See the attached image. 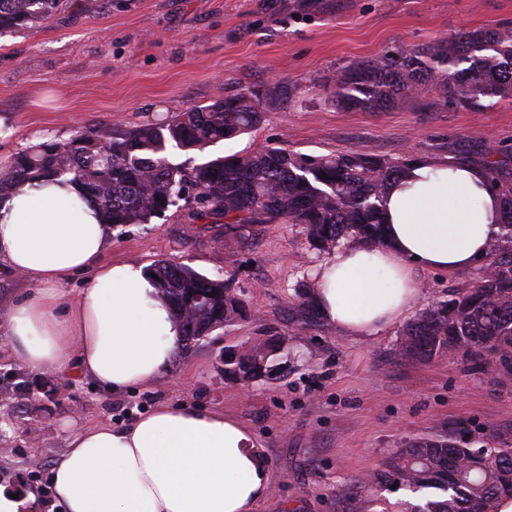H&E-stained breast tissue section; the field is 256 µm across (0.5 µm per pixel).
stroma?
<instances>
[{
	"instance_id": "stroma-1",
	"label": "stroma",
	"mask_w": 512,
	"mask_h": 512,
	"mask_svg": "<svg viewBox=\"0 0 512 512\" xmlns=\"http://www.w3.org/2000/svg\"><path fill=\"white\" fill-rule=\"evenodd\" d=\"M502 25L512 26V0H60L48 22L0 32V116L9 118L0 148L128 130L277 80L287 93L256 130L209 155L271 144L313 157L448 159L494 165L511 187L512 98L467 109L432 90L383 112L355 111L337 107L323 81L357 59ZM325 257L299 224L250 225L233 251L223 225L188 223L182 210L112 229L102 263L170 259L234 276L250 314L179 351L148 390L110 393L88 377L33 373L0 342V486L34 494L49 512L48 469L66 446L65 421L124 426L163 402L221 411L256 433L273 475L260 512H381L395 498L370 475L419 438L452 432L476 446H512V378L453 356H402L399 322L371 339L323 321L299 326L295 291ZM484 272L481 263L419 271L417 309ZM273 335L286 337L288 354L272 378H225V347Z\"/></svg>"
}]
</instances>
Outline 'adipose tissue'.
<instances>
[{
    "mask_svg": "<svg viewBox=\"0 0 512 512\" xmlns=\"http://www.w3.org/2000/svg\"><path fill=\"white\" fill-rule=\"evenodd\" d=\"M389 247L340 249L316 270V305L331 326L373 337L421 294V269L454 272L489 251L502 203L478 169L419 160L388 186ZM107 228L68 181L19 184L0 201V270L32 293L0 318V338L29 371L88 376L112 392L151 388L182 348V330L143 266L102 264ZM92 277L75 302L66 282ZM61 512H258L272 473L235 417L161 405L124 427L67 438L48 472Z\"/></svg>",
    "mask_w": 512,
    "mask_h": 512,
    "instance_id": "obj_1",
    "label": "adipose tissue"
}]
</instances>
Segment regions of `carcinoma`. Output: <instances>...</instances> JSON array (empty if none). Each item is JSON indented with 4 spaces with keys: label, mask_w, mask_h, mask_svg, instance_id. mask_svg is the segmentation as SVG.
<instances>
[{
    "label": "carcinoma",
    "mask_w": 512,
    "mask_h": 512,
    "mask_svg": "<svg viewBox=\"0 0 512 512\" xmlns=\"http://www.w3.org/2000/svg\"><path fill=\"white\" fill-rule=\"evenodd\" d=\"M57 0H0V30L48 20ZM336 105L379 112L419 89L432 87L463 108L491 97H512V29L479 28L377 58L351 62L324 78ZM285 93L281 84L227 96L162 122L131 130L97 127L65 140L39 142L17 153L0 172V199L26 180L62 177L81 184L108 227L149 224L166 212L188 210L190 223L224 220V244H243L249 224H300L309 243L331 251L343 239L363 246L385 244L382 198L386 187L412 162H393L357 152L309 157L266 145L247 154L196 161L221 141L247 134L262 121L265 106ZM180 150L185 161L170 154ZM503 236L508 246L490 258L470 288L448 290L402 329L401 354L453 355L484 368L494 363L512 375V188L499 191ZM148 272L183 333L182 349L243 318L247 305L234 278L208 277L168 259ZM315 285L296 291L294 310L303 325L316 323ZM283 344L268 338L232 350L224 376L262 378L259 351ZM381 490L393 485L418 495L398 512H488L500 495H512V447L477 448L452 435L411 441L391 453L375 473Z\"/></svg>",
    "instance_id": "cac0c4a2"
}]
</instances>
